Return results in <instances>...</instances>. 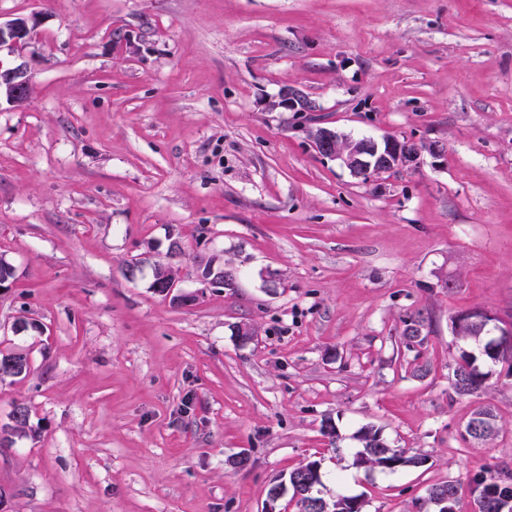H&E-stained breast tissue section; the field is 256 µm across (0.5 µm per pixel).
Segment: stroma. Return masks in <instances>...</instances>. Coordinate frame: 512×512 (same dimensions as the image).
Returning a JSON list of instances; mask_svg holds the SVG:
<instances>
[{"mask_svg": "<svg viewBox=\"0 0 512 512\" xmlns=\"http://www.w3.org/2000/svg\"><path fill=\"white\" fill-rule=\"evenodd\" d=\"M17 16L38 37L30 97L0 102V345L31 371L0 423L27 403L37 436L0 451V512H262L310 460L365 512L450 478L471 512L468 475L512 467V377L448 379L454 313L512 323V0H0ZM318 127L442 155L364 182ZM168 262L191 303L154 290ZM364 426L426 466H354ZM469 426H473V432L469 434V440L474 442L486 441L496 429V416L490 407H484L473 413L468 421Z\"/></svg>", "mask_w": 512, "mask_h": 512, "instance_id": "35a3bbf8", "label": "stroma"}]
</instances>
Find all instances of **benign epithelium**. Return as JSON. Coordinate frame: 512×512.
<instances>
[{
	"instance_id": "7a95c632",
	"label": "benign epithelium",
	"mask_w": 512,
	"mask_h": 512,
	"mask_svg": "<svg viewBox=\"0 0 512 512\" xmlns=\"http://www.w3.org/2000/svg\"><path fill=\"white\" fill-rule=\"evenodd\" d=\"M37 38L35 25L28 19L17 17L0 22V48L7 46L19 53L28 48ZM31 81L26 65L21 63L5 68L0 65V90L5 92L7 101L20 105L27 101ZM316 151L326 157L340 160L357 178L382 170H408L415 168L421 159L423 147L409 139L388 137L379 144L371 139L343 138L335 132L319 128L312 134ZM157 281L162 283L165 294L180 302L185 296L176 293L179 277L177 270L165 264L157 270ZM486 323L498 332L499 350L507 355L512 353V328L497 326V318L488 311L483 312Z\"/></svg>"
}]
</instances>
